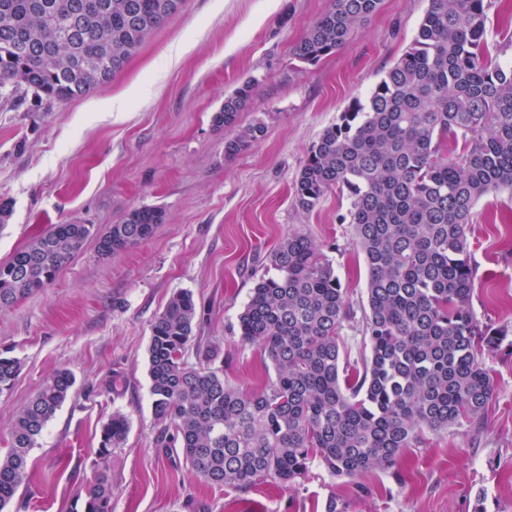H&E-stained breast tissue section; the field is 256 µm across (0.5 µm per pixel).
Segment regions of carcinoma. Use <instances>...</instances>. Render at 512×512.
Here are the masks:
<instances>
[{
    "instance_id": "cac0c4a2",
    "label": "carcinoma",
    "mask_w": 512,
    "mask_h": 512,
    "mask_svg": "<svg viewBox=\"0 0 512 512\" xmlns=\"http://www.w3.org/2000/svg\"><path fill=\"white\" fill-rule=\"evenodd\" d=\"M80 0H0V89L23 85L37 96L67 99L102 83L85 64L108 56L120 71L144 37L171 12L160 0H110L64 33ZM381 0H332L293 47L314 64L335 53ZM485 0H430L412 47L363 101L356 99L311 146L294 183V199L313 210L338 189L350 200V223L368 270L363 335L369 355L350 360L341 335L353 318L322 248L289 233L267 256L266 272L238 316L237 341L258 350L274 377L247 392L224 379L212 355L199 363L201 313L191 292L174 293L151 324L148 374L162 448H178L189 470L217 486L270 482L292 487L313 462L354 480L396 465L423 431L479 418L493 380L480 355L500 343L498 330L471 309L474 269L467 241L475 205L512 188V64L485 46ZM250 82L224 97L213 115L236 125ZM264 134L251 125L224 143L233 156ZM463 140L448 155V141ZM165 213L129 210L98 233L92 224H56L0 264V310L46 287L86 241L103 256L148 240ZM22 362L0 354V392ZM75 380L53 372L17 411L9 448L0 453V512L26 481L29 454ZM128 431L115 413L102 428L105 457ZM112 481L100 470L81 512H112Z\"/></svg>"
}]
</instances>
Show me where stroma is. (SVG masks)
I'll list each match as a JSON object with an SVG mask.
<instances>
[{"instance_id": "1", "label": "stroma", "mask_w": 512, "mask_h": 512, "mask_svg": "<svg viewBox=\"0 0 512 512\" xmlns=\"http://www.w3.org/2000/svg\"><path fill=\"white\" fill-rule=\"evenodd\" d=\"M491 56L512 62V0H486ZM331 0H184L105 85L64 101L0 90V263L56 224L106 232L136 207L165 211L146 242L101 256L96 239L42 291L0 311V350L22 369L0 392V448L16 411L58 368L74 388L28 459L29 480L7 512H79L99 469L114 488L112 512H512V191L481 199L468 227L475 270L472 310L505 331L484 364L494 393L480 421L426 433L398 471L360 481L312 465L292 489L261 483L217 487L196 478L179 449L156 444L147 348L170 296L191 291L204 311L201 353L224 363L243 390L272 375L269 360L237 345L232 327L266 257L292 231L321 245L354 309L366 301L367 268L349 222V199L328 192L297 208L293 182L307 153L354 99L365 97L413 44L429 0H381L335 54L305 64L292 48ZM189 45L178 53L179 45ZM252 82L239 125L265 132L235 156L234 129L213 116ZM120 99L122 112L92 101ZM128 432L107 460L101 429L113 413Z\"/></svg>"}]
</instances>
